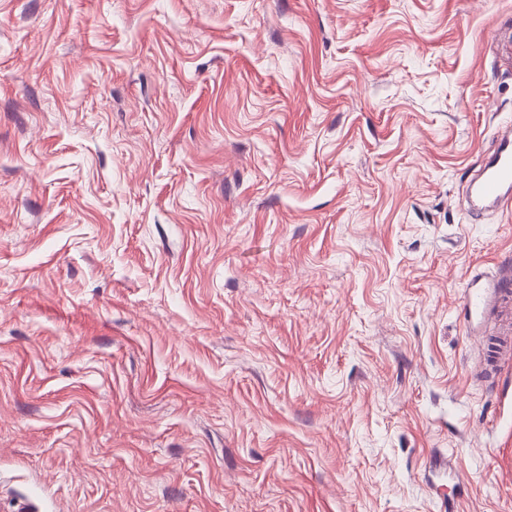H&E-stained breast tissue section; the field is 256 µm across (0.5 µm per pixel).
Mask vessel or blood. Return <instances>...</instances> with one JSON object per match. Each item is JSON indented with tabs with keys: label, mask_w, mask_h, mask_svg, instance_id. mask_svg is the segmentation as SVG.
Listing matches in <instances>:
<instances>
[{
	"label": "vessel or blood",
	"mask_w": 512,
	"mask_h": 512,
	"mask_svg": "<svg viewBox=\"0 0 512 512\" xmlns=\"http://www.w3.org/2000/svg\"><path fill=\"white\" fill-rule=\"evenodd\" d=\"M467 193L495 210L512 211V123L499 129L496 145ZM494 302L502 313L512 312V297L500 288L498 280L486 272L474 271L464 291L461 327L466 335H477L483 314ZM484 361L487 371L494 375L512 366V336L489 337Z\"/></svg>",
	"instance_id": "b4317fda"
}]
</instances>
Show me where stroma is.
<instances>
[{"instance_id":"stroma-1","label":"stroma","mask_w":512,"mask_h":512,"mask_svg":"<svg viewBox=\"0 0 512 512\" xmlns=\"http://www.w3.org/2000/svg\"><path fill=\"white\" fill-rule=\"evenodd\" d=\"M510 121L512 0H0V512H512ZM467 195L502 213L512 211V123L498 131L496 145L480 169ZM507 288H499V281L490 278L484 271H474L467 280L464 291L463 318L461 327L467 336H479L478 330L483 314L498 297L500 312L510 311ZM486 370L500 374L512 363V336H489L487 346H482Z\"/></svg>"}]
</instances>
